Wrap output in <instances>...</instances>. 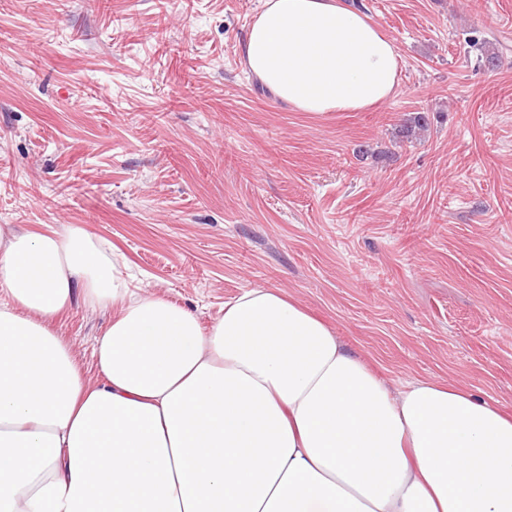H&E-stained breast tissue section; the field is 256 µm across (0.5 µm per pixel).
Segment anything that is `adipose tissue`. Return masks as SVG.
Here are the masks:
<instances>
[{"instance_id": "ef3b65f1", "label": "adipose tissue", "mask_w": 512, "mask_h": 512, "mask_svg": "<svg viewBox=\"0 0 512 512\" xmlns=\"http://www.w3.org/2000/svg\"><path fill=\"white\" fill-rule=\"evenodd\" d=\"M251 73L301 112L390 98L400 56L346 0H264ZM82 228L0 225V512H512V414L443 380L391 389L269 288L209 328L131 290ZM118 307L88 378L54 321Z\"/></svg>"}]
</instances>
